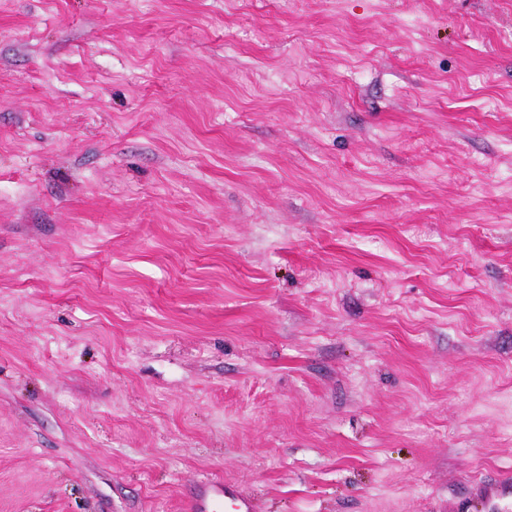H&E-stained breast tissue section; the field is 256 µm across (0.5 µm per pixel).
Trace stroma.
I'll list each match as a JSON object with an SVG mask.
<instances>
[{
    "mask_svg": "<svg viewBox=\"0 0 512 512\" xmlns=\"http://www.w3.org/2000/svg\"><path fill=\"white\" fill-rule=\"evenodd\" d=\"M512 0H0V512H512ZM188 501L192 512H253L255 509L251 498L209 478L197 484L195 496Z\"/></svg>",
    "mask_w": 512,
    "mask_h": 512,
    "instance_id": "1",
    "label": "stroma"
}]
</instances>
